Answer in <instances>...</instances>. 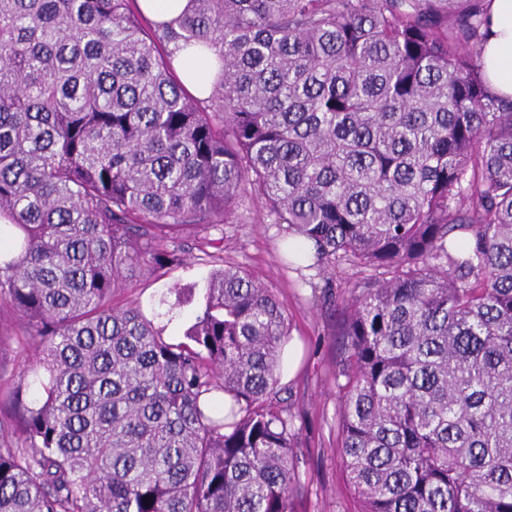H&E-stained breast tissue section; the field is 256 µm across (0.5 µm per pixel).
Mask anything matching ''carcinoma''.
<instances>
[{
	"mask_svg": "<svg viewBox=\"0 0 512 512\" xmlns=\"http://www.w3.org/2000/svg\"><path fill=\"white\" fill-rule=\"evenodd\" d=\"M0 0V512H296L288 316L208 252L184 339L116 297L256 200L340 315L356 512H512V98L486 0ZM195 46L205 98L174 61ZM189 0H138L141 11L151 20L165 21L181 15ZM482 61L490 87L498 94L512 96V0L490 3ZM19 321L12 319L8 332L0 335V387L6 389L18 384L22 375L23 363L16 357L18 337L22 339ZM2 340V342H1Z\"/></svg>",
	"mask_w": 512,
	"mask_h": 512,
	"instance_id": "carcinoma-1",
	"label": "carcinoma"
}]
</instances>
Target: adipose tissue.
I'll use <instances>...</instances> for the list:
<instances>
[{"label": "adipose tissue", "instance_id": "adipose-tissue-1", "mask_svg": "<svg viewBox=\"0 0 512 512\" xmlns=\"http://www.w3.org/2000/svg\"><path fill=\"white\" fill-rule=\"evenodd\" d=\"M482 61L490 87L512 96V0H491Z\"/></svg>", "mask_w": 512, "mask_h": 512}]
</instances>
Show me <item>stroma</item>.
<instances>
[{"mask_svg": "<svg viewBox=\"0 0 512 512\" xmlns=\"http://www.w3.org/2000/svg\"><path fill=\"white\" fill-rule=\"evenodd\" d=\"M207 236L221 240L226 261L273 289L290 321L295 367L281 380L282 396L295 416L300 469L311 480L309 496L298 503L297 512H352L336 456V387L331 377L337 354V339L332 335L336 314L324 297L323 279L313 270L289 269L283 249L285 227L258 202H242L230 219L209 229ZM179 241L187 250V266L172 270L160 282H140L130 294L156 324L164 326L166 336L178 340L192 323L193 309L184 306L164 316L158 299L174 284L201 291L209 271L195 236L183 232Z\"/></svg>", "mask_w": 512, "mask_h": 512, "instance_id": "obj_1", "label": "stroma"}]
</instances>
